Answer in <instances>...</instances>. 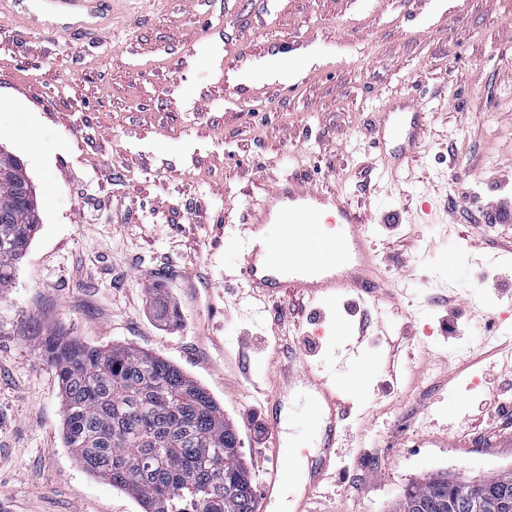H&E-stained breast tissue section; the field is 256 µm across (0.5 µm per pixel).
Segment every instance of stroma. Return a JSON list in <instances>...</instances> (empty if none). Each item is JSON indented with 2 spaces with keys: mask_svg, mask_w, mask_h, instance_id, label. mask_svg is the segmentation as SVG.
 Here are the masks:
<instances>
[{
  "mask_svg": "<svg viewBox=\"0 0 512 512\" xmlns=\"http://www.w3.org/2000/svg\"><path fill=\"white\" fill-rule=\"evenodd\" d=\"M392 101L427 136L382 182L374 124ZM0 146L41 217L0 292V512H142L66 448L51 333L138 347L203 385L256 487L276 368L312 347L351 407L312 512H393L432 475L512 467V374L495 370L512 353V221L480 209L512 200V0H130L95 44L6 16ZM289 177L342 192L383 274L408 280L338 300L345 331L236 301L235 226ZM159 288L178 322L154 315ZM306 409L297 391L283 410L282 453L301 462L316 453Z\"/></svg>",
  "mask_w": 512,
  "mask_h": 512,
  "instance_id": "stroma-1",
  "label": "stroma"
}]
</instances>
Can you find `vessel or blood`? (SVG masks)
<instances>
[{"label": "vessel or blood", "mask_w": 512, "mask_h": 512, "mask_svg": "<svg viewBox=\"0 0 512 512\" xmlns=\"http://www.w3.org/2000/svg\"><path fill=\"white\" fill-rule=\"evenodd\" d=\"M47 2L63 18L57 31L69 34L102 31L113 10V0ZM393 113L394 120L380 131L394 143L382 160L383 170L392 174L417 151L426 136L419 113L406 111L401 105ZM322 219L336 225L335 236L317 231L315 223ZM236 242L250 298L270 301L285 296L292 302L325 305L352 291L375 299L392 288L391 281L379 271L372 231L364 216L337 190L325 191L291 179L268 189L240 224ZM278 377L275 396L298 387L306 391L310 404L306 423L318 430L319 451L308 458L305 468L290 465L281 454V428L272 424V453L262 471L261 492L254 509L265 512L282 488L294 484L298 491L292 499V512H309L314 490L332 476L340 446V425L349 409L335 379L312 371L303 356H295L281 367Z\"/></svg>", "instance_id": "1"}]
</instances>
